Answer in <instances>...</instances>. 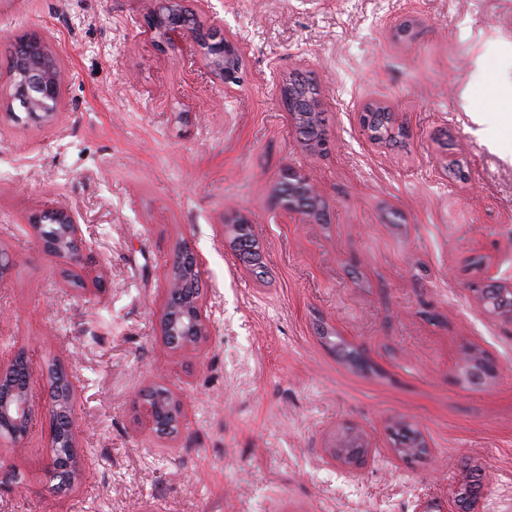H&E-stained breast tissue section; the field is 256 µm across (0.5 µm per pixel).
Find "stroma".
<instances>
[{
  "label": "stroma",
  "instance_id": "obj_1",
  "mask_svg": "<svg viewBox=\"0 0 512 512\" xmlns=\"http://www.w3.org/2000/svg\"><path fill=\"white\" fill-rule=\"evenodd\" d=\"M143 0H0V360L28 351L30 395L63 363L80 392L81 476L47 471L36 413L20 455L0 453V512H412L478 470L487 512H512V320L478 288L512 286V0H208L240 46L225 89L185 49L159 50ZM47 36L67 72L60 116L12 106L10 38ZM318 84L326 152L279 97ZM381 100L409 136L372 143ZM323 196L322 223L281 210L286 168ZM71 207L90 243L77 273L47 256L34 215ZM245 213L261 264L224 238ZM201 259L203 355L159 342L154 312L175 248ZM358 353L354 366L322 339ZM495 374L459 378L463 353ZM187 401L158 437L135 391ZM423 438L396 456L391 429ZM348 426L370 450L356 473L329 453Z\"/></svg>",
  "mask_w": 512,
  "mask_h": 512
}]
</instances>
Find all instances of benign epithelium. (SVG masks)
Here are the masks:
<instances>
[{"mask_svg": "<svg viewBox=\"0 0 512 512\" xmlns=\"http://www.w3.org/2000/svg\"><path fill=\"white\" fill-rule=\"evenodd\" d=\"M144 24L156 36L158 47L166 49L188 40L206 68L224 81V88L230 89L238 84L243 59L236 42L203 23L197 10L187 6V0H149ZM22 40L31 44L32 53L25 67L19 70L20 79L31 83L36 89L35 95L30 98L32 106L42 110L46 119L53 120L58 115L64 87L63 71L57 56L50 49L49 42L41 35L14 38L10 40L9 51H16ZM274 198L281 209L301 215L310 223L321 220L324 211L321 195L307 179L292 168L282 171L279 183L275 186ZM46 214L55 223L50 235L44 232L43 215L32 218L31 227L40 249L59 259L78 261L85 250L86 239L75 212L62 206L51 208ZM226 228L234 240L241 234L251 232L250 221L241 214L226 221ZM511 295V288H498L493 295H478V301L486 311L512 319V306L505 305ZM207 308L208 299L201 286L199 257L184 242L175 250L170 261L163 299L156 313L161 343L174 353L199 351L210 336ZM462 366L465 380L471 383L484 380L483 362L479 357L464 354ZM31 374L29 363L23 362L21 391H13V397L9 400L0 399V419L11 423V428L1 432L0 437L11 440V448L7 452L12 454L22 451L21 443L35 416V406L29 391ZM48 381L51 382L46 403L52 442L50 471L55 477L63 476L73 483L79 476L75 451L78 439V394L75 391L73 374L60 364L48 370ZM168 396L173 420L166 434L173 437L182 427L185 408L179 396L172 392ZM137 398L150 426H155L158 416L164 414L163 408L153 404L142 391ZM62 443L72 448L70 459L65 463L57 451ZM360 444L361 434L353 428L341 435L332 455L336 465L347 473L361 466L368 459L369 449L363 447L358 453L351 452V448ZM471 483L473 480L467 478L453 485L444 505L419 499L415 501L413 512H476L481 498L465 492V488Z\"/></svg>", "mask_w": 512, "mask_h": 512, "instance_id": "benign-epithelium-1", "label": "benign epithelium"}]
</instances>
